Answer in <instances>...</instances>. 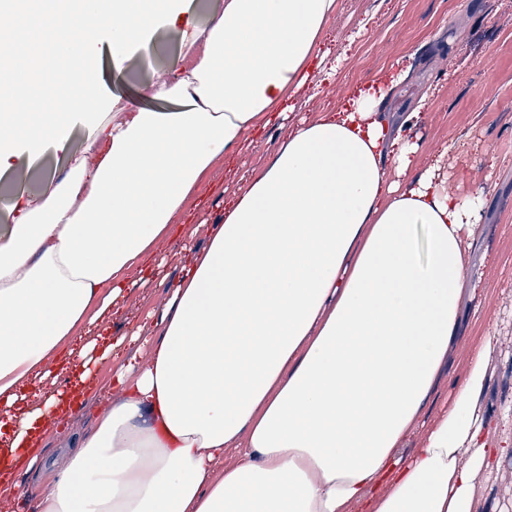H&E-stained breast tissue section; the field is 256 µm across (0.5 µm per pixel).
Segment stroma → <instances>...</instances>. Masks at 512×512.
<instances>
[{
    "mask_svg": "<svg viewBox=\"0 0 512 512\" xmlns=\"http://www.w3.org/2000/svg\"><path fill=\"white\" fill-rule=\"evenodd\" d=\"M329 71L320 86H308L295 100L293 119H314L335 110L344 89L363 84L378 70L398 82L384 109L392 117L421 110L416 129L421 164H441L448 187L462 198L482 195L483 226L472 250L471 285L478 306L453 358L463 365L470 349L484 337L496 340L488 361L489 384L480 400L491 416L512 405V0H340L329 22ZM180 24L162 21L145 35L148 51L134 50L122 72L105 74L103 102L88 122L69 131L73 150L88 143L90 123L109 118L108 101L147 109L159 108L152 97L158 78L170 76L179 55H192L179 41ZM285 133L280 119L253 131L241 155L217 161L210 179L185 218L196 232L182 230L158 247L144 288L125 289L117 315L87 326L86 335L106 332L111 339L148 335L151 314L166 290L185 273L192 248L203 247L212 224L224 214V199L245 185L264 166ZM68 172L63 156H48L26 173L0 175L9 198L51 189ZM114 362H103L86 383L85 410L60 415L40 441L51 460H58L61 439L91 428L112 393ZM481 512H512V460L484 473L477 486Z\"/></svg>",
    "mask_w": 512,
    "mask_h": 512,
    "instance_id": "stroma-1",
    "label": "stroma"
}]
</instances>
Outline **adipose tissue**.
<instances>
[{"mask_svg": "<svg viewBox=\"0 0 512 512\" xmlns=\"http://www.w3.org/2000/svg\"><path fill=\"white\" fill-rule=\"evenodd\" d=\"M339 0H224L187 24L196 54L154 84L161 110L99 100L179 0H0V172L47 149L67 176L0 232V498L32 512H476L481 473L512 454V412L480 408L484 337L425 434L466 321L481 207L419 165L418 113L389 120L382 75L333 112L289 126L267 166L224 203L159 308L147 351L117 366L104 414L31 493L12 473L64 390L18 410L31 378L64 381L59 353L111 311L220 158L312 81ZM106 32L109 43L98 35ZM423 226L426 248L414 229ZM424 425V424H423ZM418 437L409 462L400 450Z\"/></svg>", "mask_w": 512, "mask_h": 512, "instance_id": "1", "label": "adipose tissue"}]
</instances>
